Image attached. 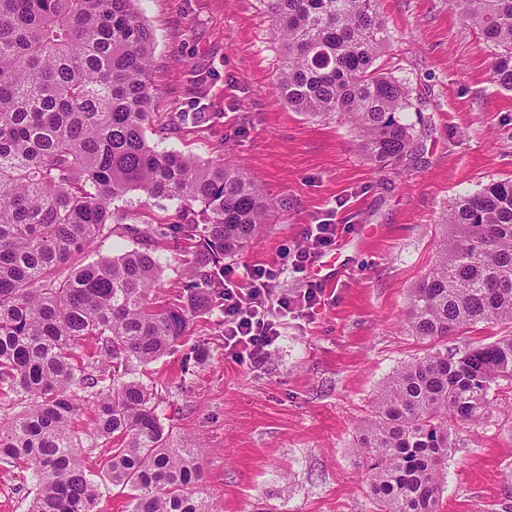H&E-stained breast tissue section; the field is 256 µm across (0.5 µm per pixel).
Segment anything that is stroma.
<instances>
[{"instance_id": "1", "label": "stroma", "mask_w": 512, "mask_h": 512, "mask_svg": "<svg viewBox=\"0 0 512 512\" xmlns=\"http://www.w3.org/2000/svg\"><path fill=\"white\" fill-rule=\"evenodd\" d=\"M155 38L156 112L201 108L208 120L164 147L239 167L272 216L228 266L276 265V295L317 268L284 260L334 201L340 231L320 259L340 267L314 317H288L270 359L251 366L224 351V313L191 321L174 351L137 378L161 394L175 448H201L200 488L213 512H375L355 449L359 427L393 372L427 344L410 332L411 288L435 266L448 202L512 178V92L491 81L492 53L448 0H380L394 41L381 56L419 94L432 131L417 162L377 172L351 125L283 106L274 82L283 49L265 0H140ZM154 291L184 280L182 245L167 240ZM512 399L451 449L440 512H512Z\"/></svg>"}]
</instances>
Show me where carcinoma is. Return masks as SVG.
Here are the masks:
<instances>
[{"instance_id": "cac0c4a2", "label": "carcinoma", "mask_w": 512, "mask_h": 512, "mask_svg": "<svg viewBox=\"0 0 512 512\" xmlns=\"http://www.w3.org/2000/svg\"><path fill=\"white\" fill-rule=\"evenodd\" d=\"M492 50L512 91V0H449ZM283 57L279 101L358 130L378 170L423 152L428 120L409 86L377 65L388 44L378 0H268ZM154 35L136 0H0V389L24 404L0 417V462L36 479L28 512H101V484L75 427L127 491L126 512H211L200 448L170 447L153 387L130 377L171 353L190 321L224 304V259L267 223L257 182L224 162L158 148L202 112H151ZM176 202L179 222L143 225L132 193ZM436 267L409 294L410 331L433 344L479 323H512V179L454 198ZM136 247L75 261L100 238ZM184 241L186 277L158 305L161 241ZM512 389V331L462 353L404 364L374 400L357 448L379 512H439L459 427Z\"/></svg>"}]
</instances>
